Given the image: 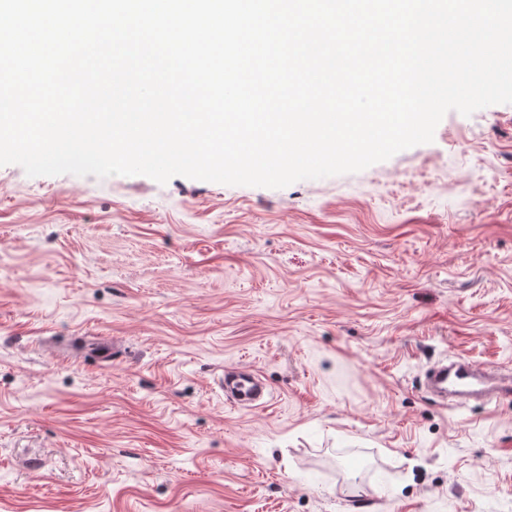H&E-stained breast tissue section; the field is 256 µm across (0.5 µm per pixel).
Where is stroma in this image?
I'll use <instances>...</instances> for the list:
<instances>
[{"instance_id":"stroma-1","label":"stroma","mask_w":512,"mask_h":512,"mask_svg":"<svg viewBox=\"0 0 512 512\" xmlns=\"http://www.w3.org/2000/svg\"><path fill=\"white\" fill-rule=\"evenodd\" d=\"M455 355L512 364V104L281 189L0 166V512H512V397L419 384ZM224 392L227 401L230 393L234 404H249L252 407L266 403L268 396L255 372L235 369L224 370Z\"/></svg>"}]
</instances>
